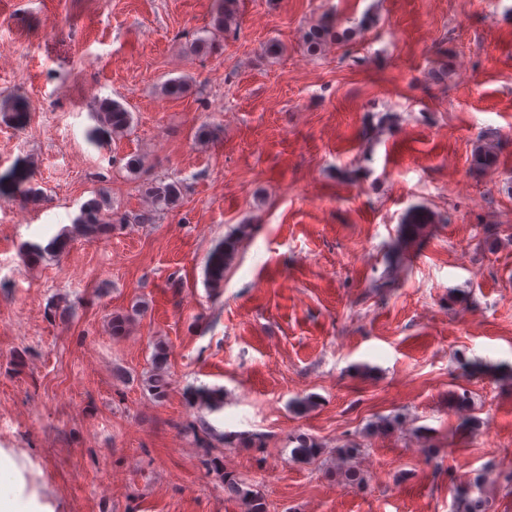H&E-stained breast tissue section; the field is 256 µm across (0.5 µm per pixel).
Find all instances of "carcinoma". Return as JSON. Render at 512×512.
Returning <instances> with one entry per match:
<instances>
[{
  "instance_id": "carcinoma-1",
  "label": "carcinoma",
  "mask_w": 512,
  "mask_h": 512,
  "mask_svg": "<svg viewBox=\"0 0 512 512\" xmlns=\"http://www.w3.org/2000/svg\"><path fill=\"white\" fill-rule=\"evenodd\" d=\"M240 27L237 0H221V7L213 22V31L205 37H199L194 42V49L198 52H207L218 42V38L226 32L235 31ZM356 35V29H347L341 33L336 30L334 20H326L315 28L309 30L304 41L306 50L316 53L332 41H349ZM189 90V84L182 78L169 79L161 86L162 93L170 98H180ZM97 120L107 127L113 135L124 134L132 123V114L121 103L110 98H104L94 106ZM144 193L151 199L152 207L138 212L118 213L112 207V198L107 189L101 188L95 197L83 202L79 214L75 217L71 228L63 229L53 237L45 248H30L22 246L25 254L40 257L44 253L58 254L63 252L73 236L98 240L112 233L118 227L124 228L138 224H153L158 211L177 207L182 199V185L177 180H151L143 183ZM427 224V217L418 214L413 222L405 229V237L398 244L397 250H402L408 242L414 240L422 227ZM248 233V225L239 224L210 254L206 274L207 280L214 288L224 283V271L235 258L238 246ZM170 349L163 341L154 344L151 356V367L139 378L142 390L147 392L154 400L161 401L168 395L170 388L169 371ZM191 403L217 411L224 407V390L220 388L198 387L187 391ZM399 425L396 416L380 417L366 426L369 434H387ZM199 442L204 448V464L212 471L222 473L224 480V494L238 498L245 502L246 512H267L263 495L253 485L244 482L236 475L224 471L223 460L220 456L210 452V439L213 429L208 422L201 419L193 426ZM289 443L291 458L298 462H311L323 448L322 443L315 437L306 433H295ZM480 488V479L457 487L455 491L456 512H487L489 502L481 497L472 496L473 489Z\"/></svg>"
}]
</instances>
